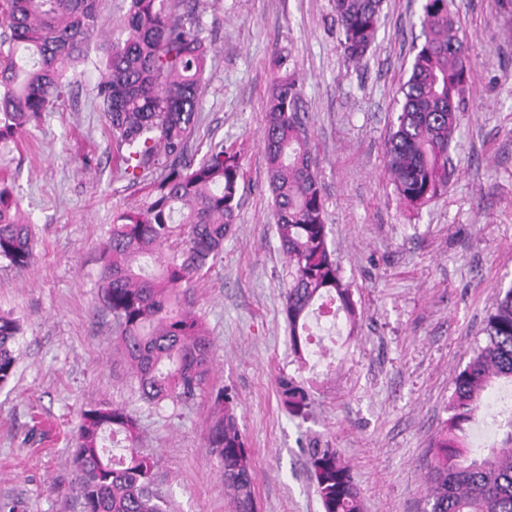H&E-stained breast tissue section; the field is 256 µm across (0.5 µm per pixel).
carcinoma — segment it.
Listing matches in <instances>:
<instances>
[{
	"instance_id": "cac0c4a2",
	"label": "carcinoma",
	"mask_w": 512,
	"mask_h": 512,
	"mask_svg": "<svg viewBox=\"0 0 512 512\" xmlns=\"http://www.w3.org/2000/svg\"><path fill=\"white\" fill-rule=\"evenodd\" d=\"M202 0H128L120 37L98 59L92 89L119 176L143 184L137 207L113 214L99 249L97 308L113 334L140 400L160 409L209 393L207 451L224 474L231 512H256L255 470L232 397L210 387L212 340L194 310V283L220 257L240 204L241 153L211 141L200 160L191 138L214 51L202 37ZM101 0H0V147L20 141L63 104L69 76L89 57ZM383 0H333L347 62L376 40ZM423 42L400 87L402 104L384 145L385 169L405 205L420 209L442 195L453 167L450 146L466 111L463 38L449 0H424ZM263 149L277 234L290 281L284 313L291 348L302 355L311 313L357 308L328 241L322 185L312 157L300 86L288 56L273 60ZM149 174L155 175L145 181ZM0 262L18 271L34 262L31 224L20 207L10 162L0 157ZM21 319L0 313V388L14 374ZM477 347L455 379L449 416L435 443L428 512H512V417L498 422V444L471 448L485 393L512 383V287L496 299ZM282 407L303 415L311 390L277 379ZM71 491L81 512H167L154 463L140 448L133 411L99 402L80 414ZM323 512H363L360 491L338 449H306Z\"/></svg>"
}]
</instances>
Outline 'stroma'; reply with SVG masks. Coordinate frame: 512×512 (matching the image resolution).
<instances>
[{"label": "stroma", "instance_id": "1", "mask_svg": "<svg viewBox=\"0 0 512 512\" xmlns=\"http://www.w3.org/2000/svg\"><path fill=\"white\" fill-rule=\"evenodd\" d=\"M467 47L448 189L419 213L400 202L383 145L400 85L421 44V0H384L376 41L347 63L332 0H207L214 48L195 143L243 150L241 205L215 266L194 290L214 343L210 383L234 398L252 454L258 512H322L304 447L338 448L363 512H426L433 445L454 380L499 290L512 285V0H452ZM290 55L325 199L329 241L360 316L314 323L303 357L290 348L288 267L275 230L261 131L277 52ZM101 54L78 69L59 110L27 136L19 175L35 263L0 266V312L21 317L20 355L0 388V502L23 512H80L67 488L80 412L108 401L134 410L169 512H229L205 451L210 401L161 412L135 394L112 318L95 307L98 246L112 212L143 193L115 176L92 99ZM93 152L97 164L79 162ZM313 384L306 417L280 405L276 380Z\"/></svg>", "mask_w": 512, "mask_h": 512}]
</instances>
